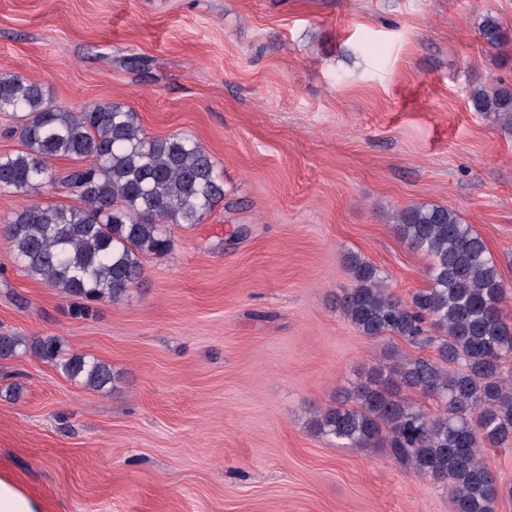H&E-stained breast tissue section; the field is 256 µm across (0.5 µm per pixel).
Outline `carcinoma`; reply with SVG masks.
I'll return each instance as SVG.
<instances>
[{"label": "carcinoma", "instance_id": "cac0c4a2", "mask_svg": "<svg viewBox=\"0 0 512 512\" xmlns=\"http://www.w3.org/2000/svg\"><path fill=\"white\" fill-rule=\"evenodd\" d=\"M480 34L491 46L503 39L490 15ZM471 102L512 128V87L478 88ZM0 112L20 119L25 146L0 155V190L28 197L51 187L76 200L31 202L9 218L4 236L23 271L73 299L77 315L126 297L143 274L142 257L171 249L167 225L200 224L224 201V181L196 139L149 137L129 107L95 103L74 112L48 101L39 84L10 75L0 77ZM54 158L77 166L59 173ZM396 228L430 258L428 287L405 301L377 266L351 254L354 286L340 309L363 336H398L434 356L391 351L336 405L318 411L310 428L345 448H383L402 467L444 484L454 512H494L502 486L483 452L512 448L505 284L484 239L454 211L408 206ZM27 353L93 391L113 390L119 381L102 361L65 355L55 337L0 333V359ZM406 392L435 400L437 412L409 402Z\"/></svg>", "mask_w": 512, "mask_h": 512}]
</instances>
